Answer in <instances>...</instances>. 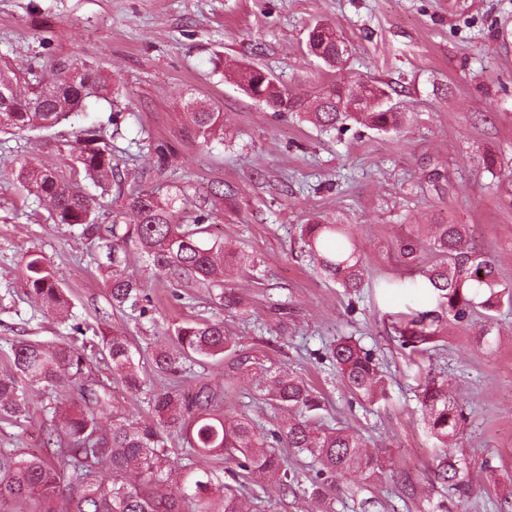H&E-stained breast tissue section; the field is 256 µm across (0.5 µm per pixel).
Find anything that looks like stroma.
Segmentation results:
<instances>
[{
    "label": "stroma",
    "instance_id": "35a3bbf8",
    "mask_svg": "<svg viewBox=\"0 0 512 512\" xmlns=\"http://www.w3.org/2000/svg\"><path fill=\"white\" fill-rule=\"evenodd\" d=\"M318 20L347 39L344 71L308 55L307 30ZM77 51L112 74L117 106L92 100L50 129L0 135V369L12 342L69 339L93 352L92 376L110 383L117 415L144 419L165 384L151 353L176 324L214 314L204 293L176 303L140 259L128 272L149 293L151 317L113 310L94 269L97 250L80 226L56 223L46 203L21 189L15 174L26 162L73 177L70 149L80 131L95 128L115 134L127 181L165 190L185 177L203 198L218 185L236 190L213 231L255 263L231 278L247 310L225 314V326L265 368L299 375L323 393L324 424L360 431L388 463L385 477L341 480L319 500L305 492L310 459L286 453L300 490L268 483L245 491L246 512H512V306L451 321L422 275L435 254L423 245L407 262L398 249L414 225L464 224L470 247L512 282V182L503 178L512 171V0H0V58L15 70ZM248 62L301 97L320 82L381 80L410 122L399 134L360 126L319 133L246 96L235 68ZM196 100L223 112L227 144L205 148L183 136L182 114ZM155 142L172 148L161 178L153 174ZM488 154L497 160L491 172L482 162ZM314 218L344 225L374 287L347 295L299 255L296 227ZM30 253L65 274L71 317L54 316L28 294L22 261ZM416 319L426 340L402 345ZM103 334L135 338L143 389L113 379L99 354ZM340 337L372 351L384 399L354 397L333 366L316 359ZM201 380L223 394L226 417L274 423L261 376L191 364L180 382L189 390ZM431 384L464 413L446 451L421 408ZM24 391L31 417L0 422V448L38 454L47 395L38 384ZM444 452L468 481L467 498L439 476Z\"/></svg>",
    "mask_w": 512,
    "mask_h": 512
}]
</instances>
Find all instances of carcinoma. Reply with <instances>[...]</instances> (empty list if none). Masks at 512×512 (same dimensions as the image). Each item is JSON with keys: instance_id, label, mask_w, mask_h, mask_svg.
I'll return each instance as SVG.
<instances>
[{"instance_id": "1", "label": "carcinoma", "mask_w": 512, "mask_h": 512, "mask_svg": "<svg viewBox=\"0 0 512 512\" xmlns=\"http://www.w3.org/2000/svg\"><path fill=\"white\" fill-rule=\"evenodd\" d=\"M319 33L321 61L336 68V43L317 23L309 33ZM249 77L241 86L246 94L259 95L265 107L284 111L312 123L322 131L342 134L349 123L378 132H398L407 122L405 112L369 103L360 112L350 111L356 92L343 83L322 85L314 99L288 96V105L277 107L281 85L260 79L263 69L240 68ZM112 79L78 53L50 62L49 74L20 73L0 64V132L41 130L55 126L73 112H80L89 98L108 99ZM185 126L208 144L224 142V113L195 103L184 113ZM75 163L85 177L115 187L136 220L127 224L115 216L101 224L91 198L75 182L58 172L24 165L18 177L23 188L48 201L60 224L82 226L86 238L98 242L105 256L97 262L104 276L112 306L145 318L151 300L140 283L126 273L133 256L150 263L162 281L180 288H204L213 303L224 311L243 310V298L231 287L227 273L251 262L248 255L224 246L211 233L213 212L203 208L192 224L181 221L182 207L196 197V186L181 181L162 196L151 188L125 192L124 178L112 146L97 134L85 131L77 138ZM339 224L313 220L299 225L301 251L324 278L339 284L348 294L362 287L366 269L351 240L336 244ZM424 235L439 260L425 271V279L446 310L448 318L462 323L478 309L493 311L507 299L512 285L502 281L494 259L468 247L465 224H428ZM29 293L43 306L63 313L71 302L65 279L58 269L38 254L24 263ZM171 346L152 352V365L160 375H178L186 363L221 366L230 360L236 369L249 373L255 362L241 353L236 337L220 319L183 321L170 330ZM102 348L112 373L130 391L145 384L140 369L141 353L125 336L103 337ZM335 364L343 386L352 394L373 401L385 396L383 378L372 354L350 340H339L318 355ZM92 360L71 343L45 344L21 341L11 345L9 367L0 371V420L19 424L29 418V406L20 383L28 381L54 391L65 382L76 392L70 403L48 397L43 412L50 422L48 455L24 451L0 454V512H243L238 490L262 476L291 488L295 478L280 456L293 448L319 465L311 484V496L326 497L336 481L358 474L374 478L384 473L381 456L368 449V440L349 428L319 424L323 396L305 379L288 372H264L266 396L288 417L272 429L254 420L224 417V397L200 380L189 397L177 385L153 395L151 416L129 423L112 412L111 386L90 381ZM433 435L442 447L457 435L463 418L447 393L428 388L421 400ZM177 432L200 458L227 457L237 470L229 471L234 484L224 482V471L197 468L188 485L175 491L163 488V474L174 459L167 434Z\"/></svg>"}]
</instances>
